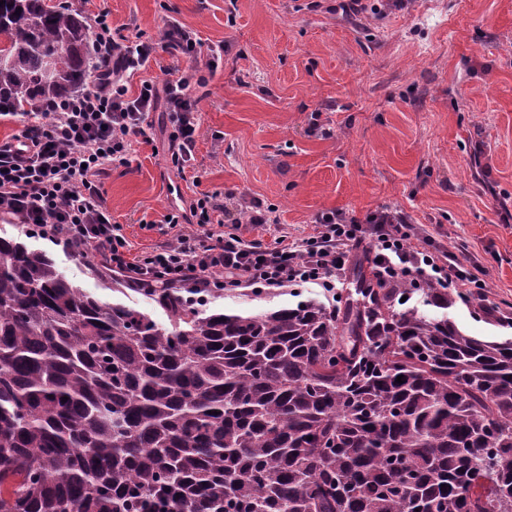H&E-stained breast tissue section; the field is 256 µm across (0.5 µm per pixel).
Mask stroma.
<instances>
[{
  "instance_id": "obj_1",
  "label": "stroma",
  "mask_w": 512,
  "mask_h": 512,
  "mask_svg": "<svg viewBox=\"0 0 512 512\" xmlns=\"http://www.w3.org/2000/svg\"><path fill=\"white\" fill-rule=\"evenodd\" d=\"M83 18L105 12L119 36L160 43L165 21L222 46L198 103L202 137L184 175L165 164L167 134L133 145L130 165L105 184L114 221L134 252L170 209L224 192L273 207L272 223L241 232L298 243L323 211L364 216L388 207L435 248L485 272V307L456 302L448 316L473 336L512 337V0H413L405 10L342 14L339 0H65ZM329 136H322V129ZM59 270L102 302L122 301L167 325L165 312L133 291L112 289L52 241L32 237ZM312 285L257 293L215 291L211 307L258 313L323 300Z\"/></svg>"
}]
</instances>
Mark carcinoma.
<instances>
[{"label": "carcinoma", "mask_w": 512, "mask_h": 512, "mask_svg": "<svg viewBox=\"0 0 512 512\" xmlns=\"http://www.w3.org/2000/svg\"><path fill=\"white\" fill-rule=\"evenodd\" d=\"M96 68L79 13L3 0L0 113ZM31 236H0V512H512V340L461 330L448 289L382 283L361 252L328 305L137 289L163 327Z\"/></svg>", "instance_id": "cac0c4a2"}]
</instances>
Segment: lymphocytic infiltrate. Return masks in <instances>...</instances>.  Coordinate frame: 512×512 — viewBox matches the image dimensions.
Here are the masks:
<instances>
[{"instance_id":"obj_1","label":"lymphocytic infiltrate","mask_w":512,"mask_h":512,"mask_svg":"<svg viewBox=\"0 0 512 512\" xmlns=\"http://www.w3.org/2000/svg\"><path fill=\"white\" fill-rule=\"evenodd\" d=\"M92 48L103 60L87 86L70 99L26 117L19 133L0 140V221L22 224L77 258L93 257L107 272L134 284L165 288L193 284L198 290L242 287L275 289L312 284L335 293L350 253L379 258L383 279L413 284L433 280L484 294L478 266L420 246L412 225L390 209L357 217L340 210L318 213L303 244L268 246L243 233L223 230L224 201L205 192L188 208L170 211L173 235L136 254L122 225L112 220L105 181L113 167L128 165L135 139H149L151 112L165 114L168 169L191 167L201 136L196 94L218 68V54L200 61L198 33L170 20L162 45L118 39L108 15L91 19ZM174 59L163 84L145 80L130 92L129 80L149 69L157 51Z\"/></svg>"}]
</instances>
